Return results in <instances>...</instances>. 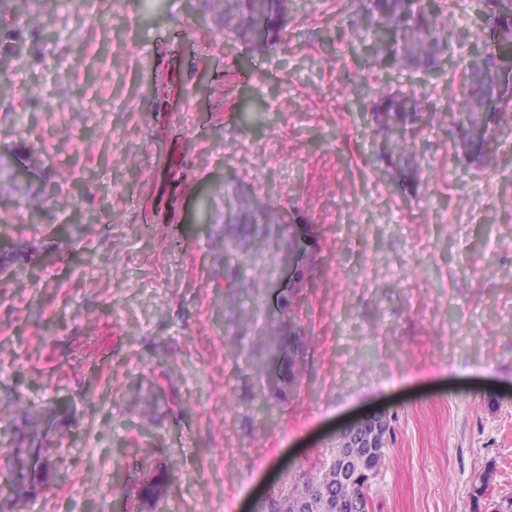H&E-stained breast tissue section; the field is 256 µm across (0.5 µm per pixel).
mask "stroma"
<instances>
[{
  "mask_svg": "<svg viewBox=\"0 0 512 512\" xmlns=\"http://www.w3.org/2000/svg\"><path fill=\"white\" fill-rule=\"evenodd\" d=\"M203 0H35L0 9V396L54 418L50 477L9 512H259L282 470L339 429L391 417L373 512H469L512 498V126L456 156L455 64L381 71L350 32L357 0H290L276 45L225 38ZM416 93L408 187L382 161L380 91ZM286 213L254 291L224 286V191ZM309 238L296 294L271 287ZM259 300L262 317L246 313ZM301 336L293 382L261 377L267 325ZM163 469L160 498L139 479Z\"/></svg>",
  "mask_w": 512,
  "mask_h": 512,
  "instance_id": "obj_1",
  "label": "stroma"
}]
</instances>
